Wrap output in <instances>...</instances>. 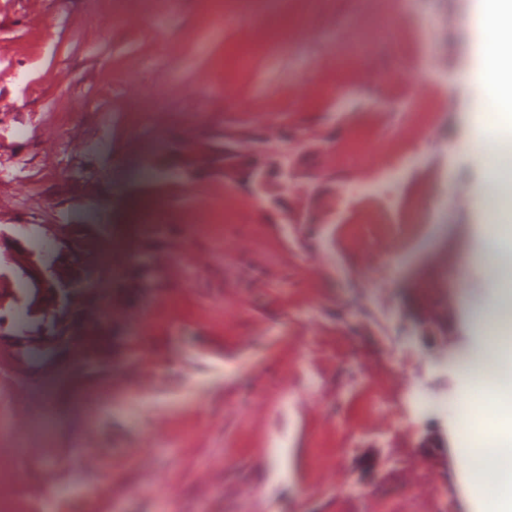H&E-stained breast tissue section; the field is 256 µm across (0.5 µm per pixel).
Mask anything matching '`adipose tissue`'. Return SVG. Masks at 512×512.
Segmentation results:
<instances>
[{"label":"adipose tissue","mask_w":512,"mask_h":512,"mask_svg":"<svg viewBox=\"0 0 512 512\" xmlns=\"http://www.w3.org/2000/svg\"><path fill=\"white\" fill-rule=\"evenodd\" d=\"M480 2L479 122L495 148L485 188L475 195L487 225L488 289L478 304L474 348L488 359L463 387L472 411L458 428L455 451L474 512H512V0Z\"/></svg>","instance_id":"1"}]
</instances>
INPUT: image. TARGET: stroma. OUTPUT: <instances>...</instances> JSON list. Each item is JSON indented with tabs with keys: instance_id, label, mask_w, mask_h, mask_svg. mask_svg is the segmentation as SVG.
<instances>
[{
	"instance_id": "35a3bbf8",
	"label": "stroma",
	"mask_w": 512,
	"mask_h": 512,
	"mask_svg": "<svg viewBox=\"0 0 512 512\" xmlns=\"http://www.w3.org/2000/svg\"><path fill=\"white\" fill-rule=\"evenodd\" d=\"M479 0H0V229L79 230L106 264L134 215L166 209L156 288L93 282L112 323L51 374L2 370L17 328L36 331L26 291L0 296V468L6 512H438L447 492L471 512L453 448L420 454L432 420L454 439L472 302L485 288L477 254L484 180L476 146L483 94ZM390 23L361 63L336 50ZM175 92L184 111L207 99L195 134L208 155L224 133L274 125L297 155L327 140L340 182L322 224H276L268 206L224 181L163 168L185 128L143 121L146 92ZM432 198L424 224L393 255L359 243L387 233L397 191L370 197L374 164L348 165L359 143ZM229 223L202 229L211 203ZM450 304L452 327L429 348L407 311ZM358 319L359 333L346 324ZM97 394L94 408L83 405ZM428 396L415 411L411 394ZM49 404L44 423L29 416ZM380 474L354 485L365 456ZM424 478L405 481L412 460Z\"/></svg>"
}]
</instances>
